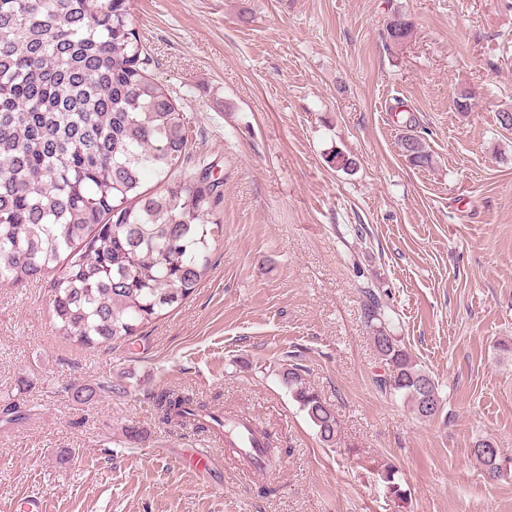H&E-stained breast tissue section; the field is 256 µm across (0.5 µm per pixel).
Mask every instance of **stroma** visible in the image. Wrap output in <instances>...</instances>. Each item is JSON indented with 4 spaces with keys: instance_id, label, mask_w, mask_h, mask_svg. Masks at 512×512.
<instances>
[{
    "instance_id": "35a3bbf8",
    "label": "stroma",
    "mask_w": 512,
    "mask_h": 512,
    "mask_svg": "<svg viewBox=\"0 0 512 512\" xmlns=\"http://www.w3.org/2000/svg\"><path fill=\"white\" fill-rule=\"evenodd\" d=\"M190 129L175 179L222 183V232L193 293L119 347L55 329L46 281L0 287V512H512V0H130ZM413 33L396 46L386 20ZM472 96L460 111L461 92ZM427 143L411 165L399 140ZM352 158L351 168L335 162ZM434 378L441 413L377 393L363 289ZM299 364L333 409L323 444L282 384ZM103 381L118 384L100 392ZM96 391L76 399L78 389ZM245 412L281 447L276 493L221 441L163 422L154 390ZM138 441L126 438L129 429ZM187 448L221 455L208 482ZM399 471L389 495L380 463ZM401 14H395L387 22L385 32L389 43L399 44L407 40L412 33V24ZM472 453L489 479L495 481L505 476H497L501 467L505 465L500 449L493 447L489 440H478L472 448Z\"/></svg>"
}]
</instances>
